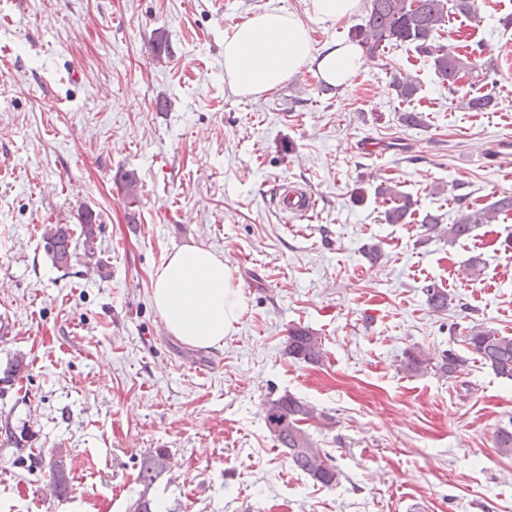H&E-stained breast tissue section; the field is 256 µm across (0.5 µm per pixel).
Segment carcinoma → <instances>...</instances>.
I'll list each match as a JSON object with an SVG mask.
<instances>
[{
  "label": "carcinoma",
  "instance_id": "carcinoma-1",
  "mask_svg": "<svg viewBox=\"0 0 512 512\" xmlns=\"http://www.w3.org/2000/svg\"><path fill=\"white\" fill-rule=\"evenodd\" d=\"M471 17L477 12V0H370V7L363 23L354 26L348 37L361 44L365 54L375 59L380 52L394 44L407 45L425 60L429 61L435 74L448 82V92L457 93L458 80L472 74L484 65L481 56L464 59L435 41V33L446 22L449 10ZM391 86L401 103H411L418 93V85L408 74L395 73L391 77ZM489 94L462 97L463 108L482 112L490 106ZM375 195L387 204L384 220L388 224H405L416 214L417 202L407 193L397 190L390 184H380ZM512 213V193L504 192L486 207L476 210H463L454 223L444 228L439 216L430 212L422 217L421 224L430 234L448 237L453 242L471 236L478 224H488L501 214ZM98 216L89 209L82 214L80 237L82 242L73 240L68 229L57 226L44 236L45 250L52 262L66 268L76 255L78 246L84 252L94 254V245L101 225ZM426 303L433 312H443L452 301L450 294L443 288L429 285L425 288ZM467 358L453 349L442 351L434 359L418 348L406 349L400 360L401 367L407 372H420L428 368L448 379L457 377L463 367L474 360L490 368L500 378L512 380V336H501L483 327H471L465 336ZM286 349L288 356L304 363L317 364L322 360V341L316 334L302 326H293L288 331ZM265 425L277 444L287 450L288 459L313 480L331 486L337 483L339 472L332 458L316 448L310 434L301 423L315 418L314 407L307 402L284 394L276 399H267L262 403ZM166 452L158 449L145 457L141 463L138 481L143 485L138 498L132 504L133 512H155L154 502L149 498V490L166 468ZM50 476L56 494L65 496L71 487L70 472L66 463L53 462Z\"/></svg>",
  "mask_w": 512,
  "mask_h": 512
}]
</instances>
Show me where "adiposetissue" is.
Returning <instances> with one entry per match:
<instances>
[{"label":"adipose tissue","instance_id":"adipose-tissue-1","mask_svg":"<svg viewBox=\"0 0 512 512\" xmlns=\"http://www.w3.org/2000/svg\"><path fill=\"white\" fill-rule=\"evenodd\" d=\"M364 63L361 47L353 43L314 49L304 21L277 8L252 15L224 37V73L237 96L275 91L307 65L327 85L346 87ZM152 302L167 331L198 348L222 344L245 307L223 254L193 243L155 271Z\"/></svg>","mask_w":512,"mask_h":512}]
</instances>
